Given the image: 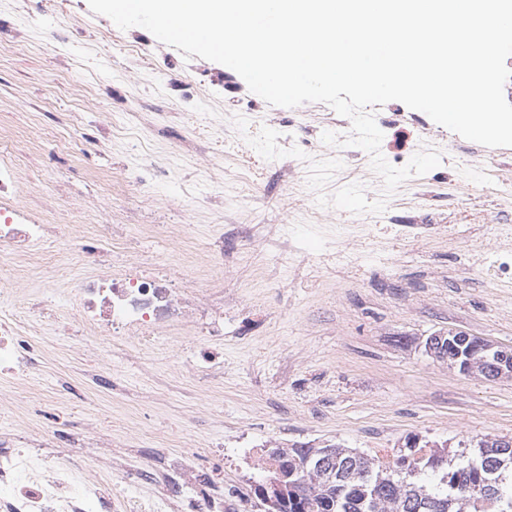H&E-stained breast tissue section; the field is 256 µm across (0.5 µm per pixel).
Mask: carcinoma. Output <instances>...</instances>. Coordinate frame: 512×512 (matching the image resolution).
Segmentation results:
<instances>
[{
  "label": "carcinoma",
  "instance_id": "obj_1",
  "mask_svg": "<svg viewBox=\"0 0 512 512\" xmlns=\"http://www.w3.org/2000/svg\"><path fill=\"white\" fill-rule=\"evenodd\" d=\"M279 492L266 512H512V442L483 439L448 456L445 445L406 438L370 457L325 445L266 450Z\"/></svg>",
  "mask_w": 512,
  "mask_h": 512
}]
</instances>
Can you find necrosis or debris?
I'll return each instance as SVG.
<instances>
[{"mask_svg":"<svg viewBox=\"0 0 512 512\" xmlns=\"http://www.w3.org/2000/svg\"><path fill=\"white\" fill-rule=\"evenodd\" d=\"M251 207L224 210L202 250L201 260H170L166 244L179 224H77L64 229L44 223L30 197L21 164L0 139V282L12 289L0 303V377L21 382L39 369L43 351L30 325L59 326L96 352L92 379L109 385L113 348L157 349L185 372L215 375L224 365V256L228 242L244 241L264 254L272 270L303 262L299 232L288 224L272 232L251 223ZM45 255L40 288H27V265ZM90 268V275L61 282L62 270ZM97 428L78 434L46 425L38 437L0 442V512H224L214 491L219 469L187 449L164 466L141 452L118 468L127 485L148 486L149 498L114 495L101 477Z\"/></svg>","mask_w":512,"mask_h":512,"instance_id":"4bbe7bcc","label":"necrosis or debris"}]
</instances>
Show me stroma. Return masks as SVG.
<instances>
[{"mask_svg":"<svg viewBox=\"0 0 512 512\" xmlns=\"http://www.w3.org/2000/svg\"><path fill=\"white\" fill-rule=\"evenodd\" d=\"M37 12L46 22L33 30L27 19ZM0 23L19 33L15 46L0 48V124L17 127L19 147L38 143L44 150L35 161L33 192L78 222L94 213L120 219L131 204L127 188L103 175L133 167L138 151L108 144L52 177L46 168L52 131L41 115L75 113L91 134L101 125H137L146 113L168 112L169 133L154 137L152 150L158 161L174 154L186 162L151 187L145 206L161 223L183 225L186 244L205 243L214 223L205 207L212 188L206 166L195 160L205 132L176 118L180 106L171 85L189 83L202 111L234 112L271 127L270 105L234 70L196 56L173 67L160 58L133 65L106 40L115 24L92 13L88 0H0ZM62 82L93 95L57 96ZM417 118L425 146L446 161L392 194H385L370 161L347 159L323 191L307 190L293 204L278 167L253 185L243 184L239 158L228 145L224 200L262 197L255 223L306 226L303 247L314 255L337 224L357 220L347 211L319 207L318 194L361 183L368 199H385L387 208L407 215L423 210L419 188L427 181L446 196L444 206L432 210L429 230L413 236L401 224L372 225L357 243L358 259L316 274L297 268L284 286L272 279L264 259L241 252L224 267L226 291L241 304H260L267 317L242 332L225 326L224 370L217 381L128 347L116 352L110 368L119 393L89 387L77 401L61 383L97 366L95 355L53 328L35 325L45 364L25 383L28 403L13 404L10 383L0 379V432L36 434L41 422L32 408L40 404L58 414L61 431L95 424L116 457L126 451L129 431L137 447L160 460L178 456L189 441L198 448L220 441V488L225 500L244 496L247 512H260L254 488L264 475L266 448L334 444L372 455L404 445L411 435L452 450L476 447L487 435L512 437V378L464 375L424 350L428 336L451 329L512 347V275L496 268V227L512 219V147L489 148L425 113ZM452 224L473 230L452 240Z\"/></svg>","mask_w":512,"mask_h":512,"instance_id":"stroma-1","label":"stroma"}]
</instances>
